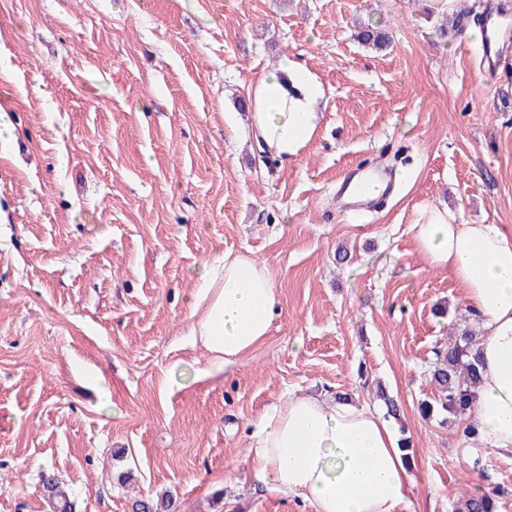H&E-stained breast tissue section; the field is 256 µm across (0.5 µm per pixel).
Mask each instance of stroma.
<instances>
[{
	"label": "stroma",
	"instance_id": "1",
	"mask_svg": "<svg viewBox=\"0 0 512 512\" xmlns=\"http://www.w3.org/2000/svg\"><path fill=\"white\" fill-rule=\"evenodd\" d=\"M447 0H0V512H310L249 479L251 422L286 392L401 405L414 449L401 512H450L512 486V453L466 463L419 413L433 350L476 327L411 227L427 206L512 230V45L439 39ZM389 33L362 45L361 26ZM327 90L312 140L261 154L240 108L284 58ZM388 168L392 197L342 207L350 170ZM265 261L281 293L266 340L213 365L188 336L197 271ZM447 307L435 316L434 305ZM133 480L123 485L121 473ZM41 482L51 512H73L72 493L54 474L44 473ZM133 506L135 507L134 512H174L176 509V501L172 496L163 494L155 499L146 498L136 500Z\"/></svg>",
	"mask_w": 512,
	"mask_h": 512
}]
</instances>
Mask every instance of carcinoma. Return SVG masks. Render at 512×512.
I'll return each instance as SVG.
<instances>
[{
    "label": "carcinoma",
    "mask_w": 512,
    "mask_h": 512,
    "mask_svg": "<svg viewBox=\"0 0 512 512\" xmlns=\"http://www.w3.org/2000/svg\"><path fill=\"white\" fill-rule=\"evenodd\" d=\"M471 10L456 12L451 29H440V36L456 35L464 30ZM360 41L373 48L389 44L387 32L374 25H367L360 32ZM478 333L474 329L463 328L448 336V344L435 351V362L430 370V379L436 388L433 401L420 404L424 418L434 416L438 410L448 413V424L459 425L458 434L462 439L475 435L476 429L471 416L480 384L479 359L475 351ZM43 494L51 512H73L72 493L52 473L41 478ZM501 490L497 487L480 495H463L455 505L454 512H497V498ZM135 512H175L176 501L163 494L157 498L139 499L134 502Z\"/></svg>",
    "instance_id": "carcinoma-1"
}]
</instances>
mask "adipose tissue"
<instances>
[{"label":"adipose tissue","instance_id":"ef3b65f1","mask_svg":"<svg viewBox=\"0 0 512 512\" xmlns=\"http://www.w3.org/2000/svg\"><path fill=\"white\" fill-rule=\"evenodd\" d=\"M323 98L305 65L284 59L248 95L255 139L281 160L295 159L314 136ZM413 230L427 264L449 272L480 321L475 444L512 453V233L463 222L444 206L426 208ZM279 308L266 263L227 253L201 268L188 334L225 367L267 338ZM252 436L253 479L313 512H397L407 501L409 470L387 421L370 406L294 390L254 421Z\"/></svg>","mask_w":512,"mask_h":512}]
</instances>
